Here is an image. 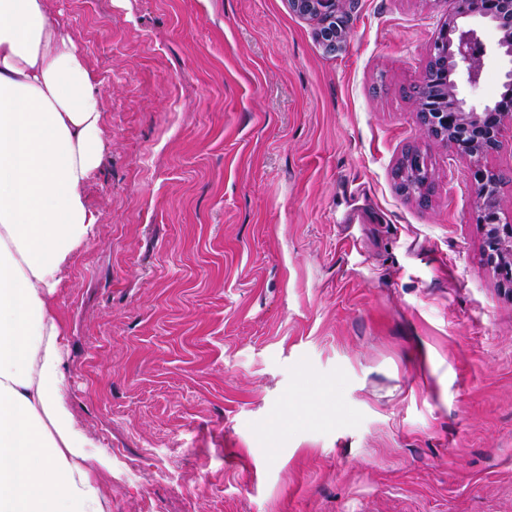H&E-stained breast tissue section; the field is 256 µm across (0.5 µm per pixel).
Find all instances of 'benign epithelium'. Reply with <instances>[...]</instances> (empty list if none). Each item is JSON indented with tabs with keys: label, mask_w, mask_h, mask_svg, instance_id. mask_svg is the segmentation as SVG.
Instances as JSON below:
<instances>
[{
	"label": "benign epithelium",
	"mask_w": 512,
	"mask_h": 512,
	"mask_svg": "<svg viewBox=\"0 0 512 512\" xmlns=\"http://www.w3.org/2000/svg\"><path fill=\"white\" fill-rule=\"evenodd\" d=\"M288 4L299 15L320 19L318 37L327 50L336 51V46L345 40L344 29L336 26L341 0H288ZM461 19L485 22L500 34L497 45L506 62L504 79L512 83V0H455L454 12L434 42L432 55L440 54L455 63H463L467 81L474 86L480 79L483 59L472 51L479 42L476 31L459 24ZM450 31L455 34L452 40L448 39ZM454 72L453 68L448 73L442 97L428 99L418 92L416 114L428 135L444 141L449 150L472 161V179L478 186L475 213L483 231L484 264L497 275L500 287L512 296V224L503 223L500 216L502 176L482 165L484 156L498 148L506 122L512 121V99L507 106L496 102L494 112L489 105L469 106L459 97ZM398 174L406 185L405 194L413 196L427 189L429 169L419 151L405 153Z\"/></svg>",
	"instance_id": "benign-epithelium-1"
}]
</instances>
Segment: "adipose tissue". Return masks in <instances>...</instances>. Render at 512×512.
Instances as JSON below:
<instances>
[{
  "instance_id": "obj_1",
  "label": "adipose tissue",
  "mask_w": 512,
  "mask_h": 512,
  "mask_svg": "<svg viewBox=\"0 0 512 512\" xmlns=\"http://www.w3.org/2000/svg\"><path fill=\"white\" fill-rule=\"evenodd\" d=\"M102 92L47 0H0V512H108L63 395L59 273L99 216Z\"/></svg>"
}]
</instances>
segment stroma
Here are the masks:
<instances>
[{
	"label": "stroma",
	"instance_id": "1",
	"mask_svg": "<svg viewBox=\"0 0 512 512\" xmlns=\"http://www.w3.org/2000/svg\"><path fill=\"white\" fill-rule=\"evenodd\" d=\"M454 7L343 0L330 53L288 0H47L103 94L56 307L109 512H512V299L469 158L415 115ZM482 163L512 219V123ZM399 179H404L406 185L404 194L413 196L422 194L429 182V169L425 158L419 151L409 150L399 163Z\"/></svg>",
	"mask_w": 512,
	"mask_h": 512
}]
</instances>
